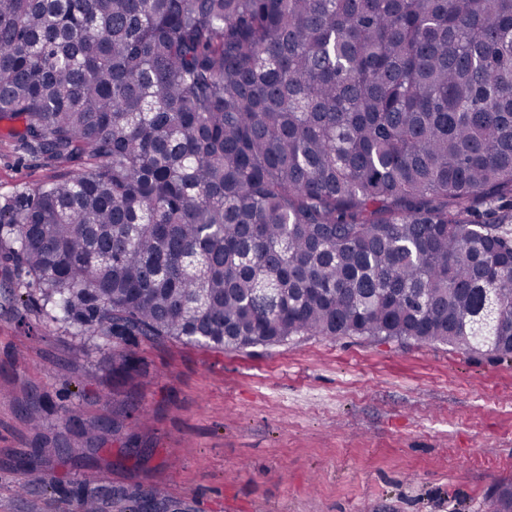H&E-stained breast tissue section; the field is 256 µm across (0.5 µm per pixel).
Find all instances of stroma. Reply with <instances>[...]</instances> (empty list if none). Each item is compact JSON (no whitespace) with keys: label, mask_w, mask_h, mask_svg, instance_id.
Returning <instances> with one entry per match:
<instances>
[{"label":"stroma","mask_w":512,"mask_h":512,"mask_svg":"<svg viewBox=\"0 0 512 512\" xmlns=\"http://www.w3.org/2000/svg\"><path fill=\"white\" fill-rule=\"evenodd\" d=\"M7 128L0 198L59 170ZM17 279L0 260V512H116L133 487L171 512H490L512 483V359L365 336L102 347L14 304ZM116 398L123 429L80 439Z\"/></svg>","instance_id":"35a3bbf8"}]
</instances>
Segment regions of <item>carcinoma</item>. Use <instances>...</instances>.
Wrapping results in <instances>:
<instances>
[{"mask_svg":"<svg viewBox=\"0 0 512 512\" xmlns=\"http://www.w3.org/2000/svg\"><path fill=\"white\" fill-rule=\"evenodd\" d=\"M2 120L75 166L0 203L52 325L512 358V0H0Z\"/></svg>","mask_w":512,"mask_h":512,"instance_id":"1","label":"carcinoma"}]
</instances>
